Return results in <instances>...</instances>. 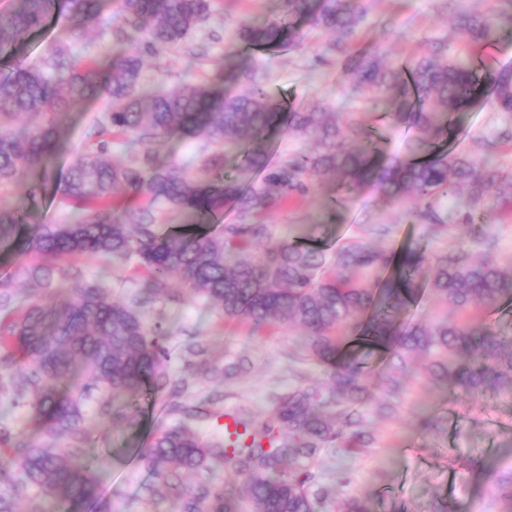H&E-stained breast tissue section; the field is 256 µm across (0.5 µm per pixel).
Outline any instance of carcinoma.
<instances>
[{
  "label": "carcinoma",
  "instance_id": "1",
  "mask_svg": "<svg viewBox=\"0 0 512 512\" xmlns=\"http://www.w3.org/2000/svg\"><path fill=\"white\" fill-rule=\"evenodd\" d=\"M501 2L507 8L492 13H457L470 45L512 23V0ZM105 5L12 0L0 12V59L12 57L54 14L68 20L38 62L0 79V190L21 186L27 201L0 205V243L33 258L18 272L38 290L19 315L14 294L0 291V352L25 377V386L10 390L0 376V397L28 405L44 428L40 443L0 430V445L11 449L0 455V512H18L31 487L41 495V512H79L98 502L104 469L85 447L83 405L93 402L101 416L132 426L134 416L122 407L167 384L169 332L148 324L144 311L172 279L190 298L257 329L273 320L301 328L293 358L327 367L331 386L292 389L266 419L237 413L235 431L206 440L195 428L205 410L173 408L177 421L141 455L155 478L151 495L171 501L175 512H239V496L228 487L185 482L188 473L224 463L248 478L251 512H316L318 503L333 500L336 512H371L356 497L337 499L331 486L309 491L324 449L373 447L369 404L379 415L396 412L390 397L370 395L363 366L348 352L351 342L387 352L391 394L416 374L419 358L436 383L471 397L512 385V336L497 335L483 318L512 302V265L497 263V237L476 223L491 198L512 199V173L493 163L499 145L512 140V73L485 70L475 55L454 57L440 41L417 58L392 60L379 44L359 43L369 12L361 0H283L277 19L235 30L224 61L238 90L226 87L221 73L155 89L143 81L145 57L191 42L211 19L213 0H119L112 35L123 48L102 62L80 61L76 45L99 25ZM299 18L334 34L328 51L336 66L379 98L391 122L414 130L409 156L385 166L375 128L353 113L327 103L287 107L267 92L254 56L301 49L307 31L296 26ZM482 81L491 87L485 104L504 126L483 138L481 156L455 153L446 147L454 116ZM99 99L107 106L86 126L87 142L74 150L57 187L73 215L40 224L32 207L67 143L71 107ZM283 128L295 138L316 137L317 150L269 164ZM114 134L132 136L143 150L110 161ZM174 136L214 146L219 155L196 171L176 161L158 164L153 144ZM329 172L343 176L338 194L377 179L405 206L406 219L425 225L432 239L446 238V246L369 247L365 237L388 236L389 224H368L331 252L301 236L271 242L269 225L255 216L307 194ZM226 203L238 222L208 228ZM165 212H180L188 223L162 232ZM83 255L107 268L133 262L147 278L118 299L105 282L62 267ZM425 286L442 307L426 322L403 321ZM61 436L68 445L56 446Z\"/></svg>",
  "mask_w": 512,
  "mask_h": 512
}]
</instances>
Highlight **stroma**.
<instances>
[{
  "label": "stroma",
  "instance_id": "obj_1",
  "mask_svg": "<svg viewBox=\"0 0 512 512\" xmlns=\"http://www.w3.org/2000/svg\"><path fill=\"white\" fill-rule=\"evenodd\" d=\"M215 12L199 33L206 47L204 57L189 55L184 49L164 52L148 59L144 68L147 83L175 87L212 77L224 67L230 46V31L246 21L259 24L278 16L282 0H214ZM370 11L363 34L365 41L379 42L392 56L406 57L426 49L436 40L448 43L449 51L465 44L452 19L459 9L490 10L499 0H368ZM65 26L61 17L51 18L32 35L10 59L0 62V77L16 66L34 62ZM329 34L311 32L304 50L263 56L257 66L267 89L275 97L296 106L329 103L338 111L355 112L382 135L384 160L405 156L413 135L404 124L384 119L382 106L355 81L336 69L327 53ZM101 103L75 105L70 117L68 146L53 158L52 180L36 210L44 224L63 221L71 207L56 187L66 175L71 147L79 145L91 116ZM449 148L480 154L481 140L491 134L498 121L482 99L459 113ZM335 177L318 181L307 195L273 210L267 217L272 241L287 238L289 230L299 231L311 243L328 248L357 236L365 224H388L392 231L385 244L396 247L406 242L426 241L423 225L401 221L399 205L390 200L377 181L359 186L341 205L326 210L334 193ZM84 278L111 281L115 296H124L128 287L141 280L134 266L103 269L93 259L74 258ZM174 301L158 303L148 319L163 315L170 336L169 347L181 357L171 367L174 382L186 385V402L218 398V415L199 424L207 436L223 434V413L249 411L256 418L272 412L279 395L313 381L328 382L324 369L310 361L291 359L295 349V329L273 322L261 330L248 323L219 316L201 301L188 297L185 289L171 285ZM203 344L205 357L214 366L239 359L243 370L233 379L219 382L199 378L197 360L190 350ZM396 418L373 417L377 437L374 447L353 457L342 449H326L315 469L318 483L335 487L338 496H357L372 512H430L435 501L447 499L452 512H506V503L497 495L489 473L512 469V393L489 392L471 398L453 388L435 385L427 373L406 380L396 397ZM167 393H156L143 403L135 426L111 424L98 418L94 404L84 411L92 444L101 455L105 478L100 503L87 512H172L166 500H149L146 488L154 478L138 456L153 435L169 424L174 414ZM440 416L439 429H422L424 415Z\"/></svg>",
  "mask_w": 512,
  "mask_h": 512
}]
</instances>
